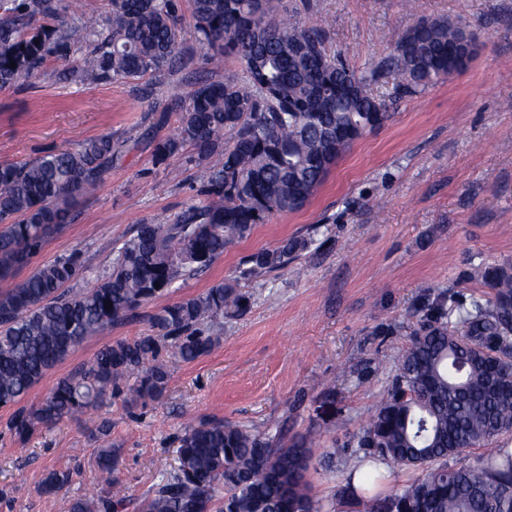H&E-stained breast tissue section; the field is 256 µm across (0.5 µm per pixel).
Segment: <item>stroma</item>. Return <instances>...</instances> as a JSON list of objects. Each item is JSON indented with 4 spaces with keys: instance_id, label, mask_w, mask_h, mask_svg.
Segmentation results:
<instances>
[{
    "instance_id": "35a3bbf8",
    "label": "stroma",
    "mask_w": 512,
    "mask_h": 512,
    "mask_svg": "<svg viewBox=\"0 0 512 512\" xmlns=\"http://www.w3.org/2000/svg\"><path fill=\"white\" fill-rule=\"evenodd\" d=\"M59 31L84 15L108 21L112 0H54ZM186 33L172 71L125 83L65 73L85 48L47 58L39 76L0 90V163L31 160L111 134L118 158L97 190L80 199L75 221L49 234L30 264L79 252L85 288L112 266L114 250L141 224L174 220L202 203L204 167L175 158L156 165L146 145L175 135L167 103L198 83L221 81L190 27L192 0H175ZM289 19L320 28L329 51L373 89L392 117L345 152L300 210L272 215L229 247L208 270L88 336L25 396L33 406L56 380L104 345L146 333L157 308L212 284L238 282L248 306L225 317L221 341L191 363L170 359L166 393L146 402L119 396L37 430L24 443L5 431L0 408V512H58L46 492L49 471H71L72 497L100 491L102 442L118 450L117 475L140 500L177 465L178 438L202 419H226L288 437L314 430L330 467L310 471L322 512H359L339 490L363 453L347 442L387 394L395 359L429 304L479 302L492 290L470 279L477 265L512 262V0H281ZM460 20L476 41L468 67L414 94L398 90L390 65L398 37L423 19ZM290 237L309 239L288 266L254 278L238 275L252 253Z\"/></svg>"
}]
</instances>
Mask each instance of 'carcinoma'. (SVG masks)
<instances>
[{
  "mask_svg": "<svg viewBox=\"0 0 512 512\" xmlns=\"http://www.w3.org/2000/svg\"><path fill=\"white\" fill-rule=\"evenodd\" d=\"M275 8V0H193L194 34L209 62L234 58L240 73L194 89L179 106L177 134L153 140L151 156L157 165L187 150L191 162L221 156L199 189L206 203L170 224L139 225L92 287L70 288L83 272L76 251L22 280L14 273L55 226L75 219L77 199L112 168V136L0 163V281H11L0 292V408L16 407L6 422L13 438L24 442L40 427L98 407L124 383L137 399L162 396L170 378L164 351L185 363L208 354L224 316L245 308L233 286L220 282L157 308L149 332L104 346L58 378L41 403L20 405L88 336L208 269L272 214L302 208L350 145L389 118L372 77L328 53L321 31L276 21ZM54 13L53 0H0V90L34 78L49 56H69L70 42L57 29L24 22ZM463 30L448 19L408 29L393 57L403 87L423 89L447 75L448 49ZM81 31L87 50L74 70L79 79L139 80L170 70L182 39L173 0H112L107 31L92 17ZM307 245L287 238L262 249L240 278L282 269ZM471 278L493 291L492 306L459 303L421 322L387 395L354 435L369 468L358 487L348 475L341 494L358 498L364 512H512V448L491 447L512 430V264L480 266ZM283 440L281 432L268 436L219 419L190 425L179 437L177 469L139 512H321L308 480L321 463L316 435ZM98 464L101 483L116 484L112 445L100 450ZM404 469L416 476L379 491L387 474ZM70 481V472L51 471L43 485L60 491ZM62 500V512L126 507L115 494Z\"/></svg>",
  "mask_w": 512,
  "mask_h": 512,
  "instance_id": "cac0c4a2",
  "label": "carcinoma"
}]
</instances>
